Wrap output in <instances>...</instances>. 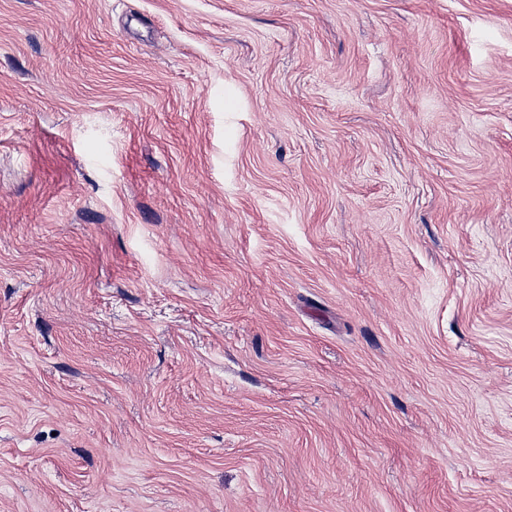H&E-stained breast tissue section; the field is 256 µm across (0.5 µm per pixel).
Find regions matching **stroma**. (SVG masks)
<instances>
[{
	"instance_id": "stroma-1",
	"label": "stroma",
	"mask_w": 512,
	"mask_h": 512,
	"mask_svg": "<svg viewBox=\"0 0 512 512\" xmlns=\"http://www.w3.org/2000/svg\"><path fill=\"white\" fill-rule=\"evenodd\" d=\"M0 512H512V0H0Z\"/></svg>"
}]
</instances>
